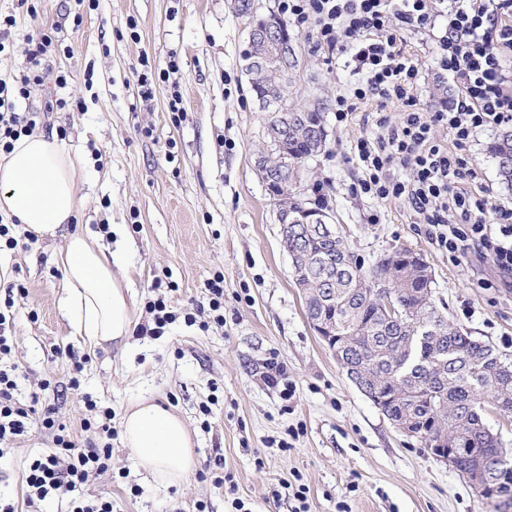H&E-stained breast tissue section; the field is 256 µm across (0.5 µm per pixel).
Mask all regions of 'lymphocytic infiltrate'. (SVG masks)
<instances>
[{
  "mask_svg": "<svg viewBox=\"0 0 512 512\" xmlns=\"http://www.w3.org/2000/svg\"><path fill=\"white\" fill-rule=\"evenodd\" d=\"M279 9L298 28L315 29L318 45L328 52L349 54L355 71L364 74L363 83L337 96V121H345L358 104L371 99L402 108L396 124L356 142L364 168L362 191L380 200H407L427 224L432 244L455 258L491 262L499 284L512 288V207L487 212L482 199L461 189L474 171L459 154L483 128L512 125V79L506 74L512 0H280ZM441 15L448 25L437 41L438 64L458 93L447 108L426 112L418 106L417 64L397 31L425 34ZM52 47L47 33L32 37L27 71L17 90L0 83L1 151H10L14 141L37 126L39 110L17 111L16 101L30 99L42 86L41 59ZM437 126L448 129L452 144L436 139ZM397 163L410 170L409 178L391 176ZM7 322L0 311V446L25 432L31 413L15 396L21 373L9 361ZM87 408L95 416L100 439L84 448L57 433L55 411L46 410L42 425L54 431L56 449L32 459L25 472L26 504L34 512L54 497L67 499L68 512H112L110 496L83 491L90 476L110 468L112 412L93 401Z\"/></svg>",
  "mask_w": 512,
  "mask_h": 512,
  "instance_id": "obj_1",
  "label": "lymphocytic infiltrate"
}]
</instances>
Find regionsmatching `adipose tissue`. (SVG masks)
Masks as SVG:
<instances>
[{
    "label": "adipose tissue",
    "mask_w": 512,
    "mask_h": 512,
    "mask_svg": "<svg viewBox=\"0 0 512 512\" xmlns=\"http://www.w3.org/2000/svg\"><path fill=\"white\" fill-rule=\"evenodd\" d=\"M84 168V158L57 140L41 134L18 138L10 153L0 156V213L15 217L38 238L63 237L58 266L70 325L90 345L124 344L135 322L129 285L118 275L119 253L65 231L83 204L76 179ZM121 428L137 467L158 486L187 479L195 464L194 440L178 415L142 400L126 411Z\"/></svg>",
    "instance_id": "1"
}]
</instances>
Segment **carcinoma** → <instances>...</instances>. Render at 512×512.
I'll return each mask as SVG.
<instances>
[{
    "instance_id": "1",
    "label": "carcinoma",
    "mask_w": 512,
    "mask_h": 512,
    "mask_svg": "<svg viewBox=\"0 0 512 512\" xmlns=\"http://www.w3.org/2000/svg\"><path fill=\"white\" fill-rule=\"evenodd\" d=\"M255 49L243 53L246 74L262 108L272 117L267 139L284 124L278 101L267 97L276 76L249 65ZM301 118L288 124L283 148L270 146L269 164L280 175L321 151L314 137L322 121L323 107L294 104ZM497 160L500 176L512 183V131H504L487 146ZM296 253L294 272L307 287L304 295L308 317L324 321L336 343L343 345L345 361L361 365L375 382L378 403L396 420H409L412 428L427 436L420 445L436 453L438 439L447 434V447L457 449L461 468L486 464V487L481 496L494 512H512V460L498 461V437L485 422L494 410L512 419V360L495 353L494 347L457 326L437 308L429 266L413 251L385 255L377 261L389 273L393 286L382 297L391 300L401 320L388 322L379 313L380 298L363 292L362 282L374 269L350 268L343 263L348 250L341 235H327L311 225L307 247L288 241V253ZM432 323L435 331L421 327Z\"/></svg>"
}]
</instances>
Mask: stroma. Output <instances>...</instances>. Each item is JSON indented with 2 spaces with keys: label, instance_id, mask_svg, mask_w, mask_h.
<instances>
[{
  "label": "stroma",
  "instance_id": "stroma-1",
  "mask_svg": "<svg viewBox=\"0 0 512 512\" xmlns=\"http://www.w3.org/2000/svg\"><path fill=\"white\" fill-rule=\"evenodd\" d=\"M8 16L1 82L18 75L30 35L42 29L53 39L44 91L17 108L68 101L42 115L38 130L86 161L76 180L83 206L69 231L111 248L117 237L109 225H123L136 324L147 322L145 304L160 295L177 315L162 335L86 347L65 316L62 240L0 248V266L10 272L0 301H15L13 360L27 373L20 402L39 393L40 406L56 407L82 447L98 439L84 426V396L112 410V469L91 478L86 494L110 493L113 512H196L201 500L209 512H234L236 500L247 512H293L286 488L298 482L309 512H493L466 477L393 428L310 326L277 204L258 171L269 114L242 71L247 20L235 0H96L92 8L81 0H0V18ZM294 37L302 66L292 96L326 107V148L303 164L308 198H325L365 265L403 247L421 254L445 314L512 358V288L492 286L489 266L432 245L406 201L355 190L363 176L357 140L376 134L380 120L397 121L399 107L370 100L337 122V95L361 75L320 48L315 31ZM403 41L420 70V103L435 109L436 42L408 31ZM498 134L486 129L462 152L491 210L512 204V183L487 152ZM217 273L223 326L188 325L185 314L207 304L204 283ZM273 357L287 367L286 387L264 380ZM44 379L51 386L43 392ZM142 397L181 415L192 434L195 465L179 486L156 487L122 440V417ZM282 439L288 451L279 450ZM53 446L35 420L0 458V497L18 512H27L29 459ZM222 472L231 482L214 484L212 474Z\"/></svg>",
  "mask_w": 512,
  "mask_h": 512
}]
</instances>
